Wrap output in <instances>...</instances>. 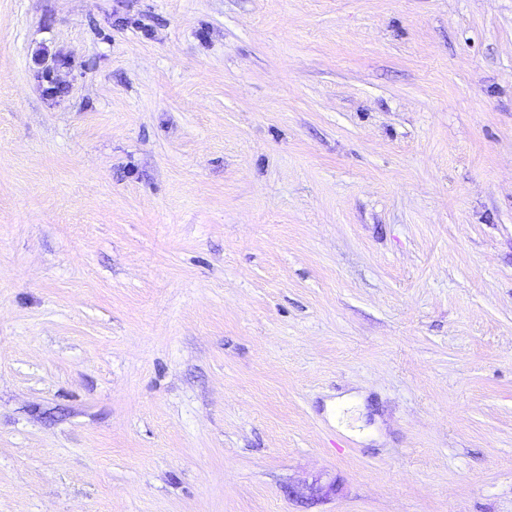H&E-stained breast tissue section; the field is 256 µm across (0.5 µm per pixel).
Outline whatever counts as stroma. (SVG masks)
Wrapping results in <instances>:
<instances>
[{
  "label": "stroma",
  "instance_id": "1",
  "mask_svg": "<svg viewBox=\"0 0 512 512\" xmlns=\"http://www.w3.org/2000/svg\"><path fill=\"white\" fill-rule=\"evenodd\" d=\"M0 512H512V0H0Z\"/></svg>",
  "mask_w": 512,
  "mask_h": 512
}]
</instances>
